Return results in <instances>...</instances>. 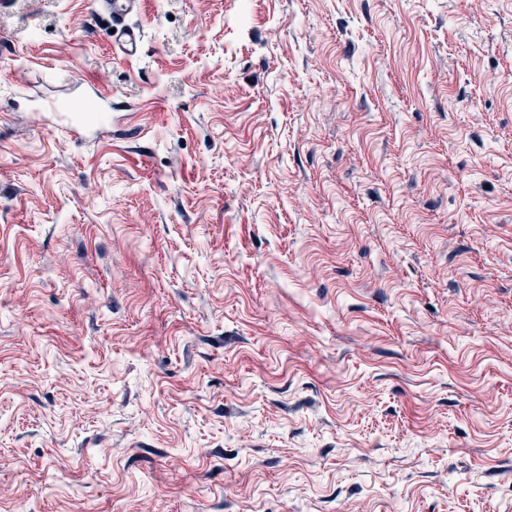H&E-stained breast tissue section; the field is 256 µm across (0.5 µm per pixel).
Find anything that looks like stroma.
<instances>
[{
	"mask_svg": "<svg viewBox=\"0 0 512 512\" xmlns=\"http://www.w3.org/2000/svg\"><path fill=\"white\" fill-rule=\"evenodd\" d=\"M106 21L0 7V512H512V0ZM141 0H98L99 10L112 19L117 36L113 43L117 55L126 58L136 56L140 51L143 33L129 19L137 13ZM117 26H120L118 28ZM111 98L112 95L106 94L102 90L96 94L95 102L98 112L93 117H89L83 112H52L51 118L64 124L80 138L92 136L112 120V113L107 109V103Z\"/></svg>",
	"mask_w": 512,
	"mask_h": 512,
	"instance_id": "35a3bbf8",
	"label": "stroma"
}]
</instances>
